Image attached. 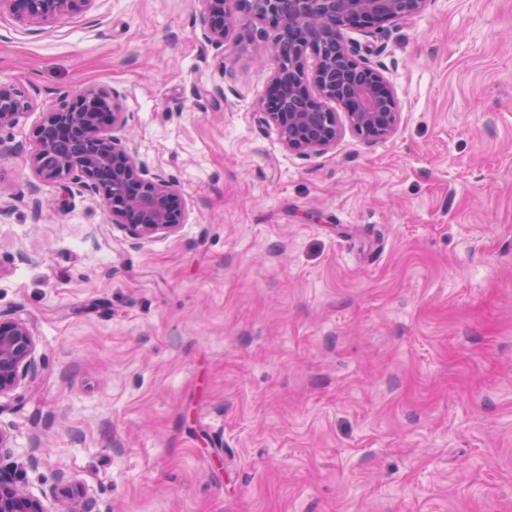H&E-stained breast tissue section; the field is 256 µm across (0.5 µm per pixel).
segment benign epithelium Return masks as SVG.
Masks as SVG:
<instances>
[{"label": "benign epithelium", "instance_id": "benign-epithelium-1", "mask_svg": "<svg viewBox=\"0 0 512 512\" xmlns=\"http://www.w3.org/2000/svg\"><path fill=\"white\" fill-rule=\"evenodd\" d=\"M96 0H0L27 25L87 11ZM429 0H204L206 11L201 42L215 49L233 38L241 14L269 23L262 38L270 43L278 66L269 81V94L255 102L260 120L274 128L283 146L302 157L320 155L336 146L348 128L364 143L391 137L401 112L388 79L359 57L348 36L351 30L371 32L389 23L422 13ZM315 58L306 68L307 55ZM112 98V111L106 99ZM335 101L345 120L328 110ZM33 109L15 85L0 83V130L17 126ZM129 116L119 95L88 86L72 103L47 109L34 129L35 149L30 166L41 181L68 190L74 179L106 207L112 224L133 240L165 238L186 223L183 193L172 177L141 157L126 134ZM32 186L35 220L44 207ZM37 340L27 321L0 314V399L11 397L35 365ZM62 501L58 512H99L97 501L59 473ZM0 512H46L42 499L11 478L0 475Z\"/></svg>", "mask_w": 512, "mask_h": 512}]
</instances>
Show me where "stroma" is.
I'll list each match as a JSON object with an SVG mask.
<instances>
[{
    "instance_id": "obj_1",
    "label": "stroma",
    "mask_w": 512,
    "mask_h": 512,
    "mask_svg": "<svg viewBox=\"0 0 512 512\" xmlns=\"http://www.w3.org/2000/svg\"><path fill=\"white\" fill-rule=\"evenodd\" d=\"M204 9L0 13V82L35 104L0 131V313L37 340L0 471L48 512L62 471L100 512H512V0L351 32L401 122L310 157L254 113L263 22L217 50ZM85 86L179 181L178 235L132 240L76 185L34 220L33 131Z\"/></svg>"
}]
</instances>
